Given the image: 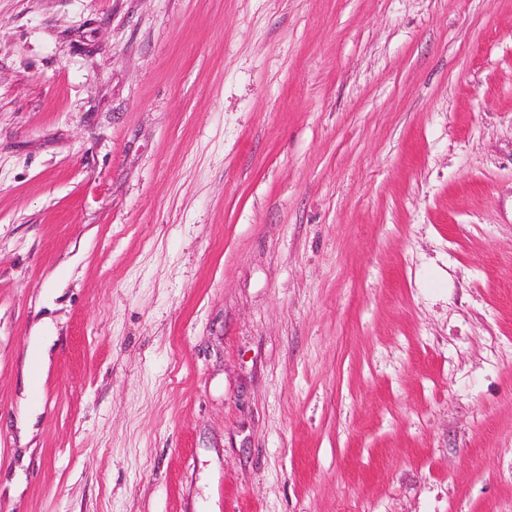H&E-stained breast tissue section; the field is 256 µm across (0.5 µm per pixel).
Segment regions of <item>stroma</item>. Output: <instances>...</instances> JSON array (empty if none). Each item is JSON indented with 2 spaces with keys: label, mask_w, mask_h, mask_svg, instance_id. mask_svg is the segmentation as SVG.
Segmentation results:
<instances>
[{
  "label": "stroma",
  "mask_w": 512,
  "mask_h": 512,
  "mask_svg": "<svg viewBox=\"0 0 512 512\" xmlns=\"http://www.w3.org/2000/svg\"><path fill=\"white\" fill-rule=\"evenodd\" d=\"M508 448L512 0H0V512H512Z\"/></svg>",
  "instance_id": "35a3bbf8"
}]
</instances>
